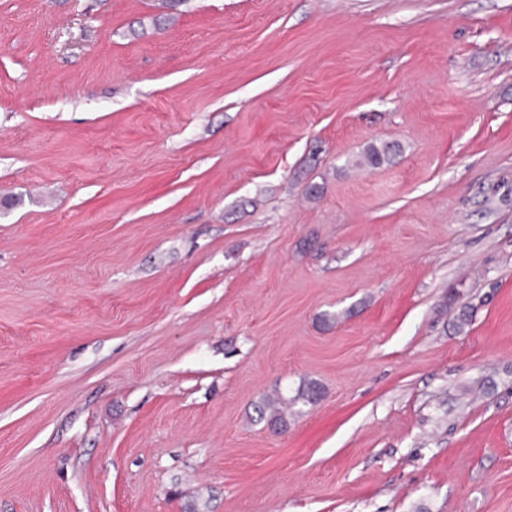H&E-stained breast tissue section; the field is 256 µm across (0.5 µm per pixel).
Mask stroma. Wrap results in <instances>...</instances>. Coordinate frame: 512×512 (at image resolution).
Listing matches in <instances>:
<instances>
[{
  "label": "stroma",
  "mask_w": 512,
  "mask_h": 512,
  "mask_svg": "<svg viewBox=\"0 0 512 512\" xmlns=\"http://www.w3.org/2000/svg\"><path fill=\"white\" fill-rule=\"evenodd\" d=\"M1 194L0 512H512V0H0ZM398 143H385L380 146L375 144L369 145L359 161L360 166L377 168L387 163L391 158L400 151ZM282 408H288V397L277 395L275 399L267 398L257 406L259 421H265L271 427H283L286 425Z\"/></svg>",
  "instance_id": "obj_1"
}]
</instances>
